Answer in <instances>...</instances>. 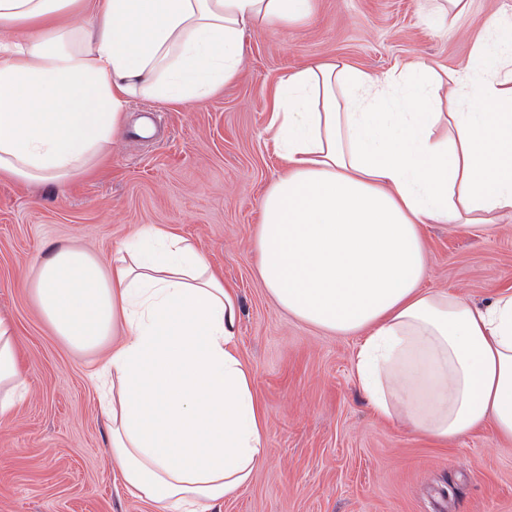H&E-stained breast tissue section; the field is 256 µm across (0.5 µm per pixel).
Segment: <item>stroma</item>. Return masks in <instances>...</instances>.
Wrapping results in <instances>:
<instances>
[{"mask_svg":"<svg viewBox=\"0 0 512 512\" xmlns=\"http://www.w3.org/2000/svg\"><path fill=\"white\" fill-rule=\"evenodd\" d=\"M427 0H315L298 24L249 28L238 76L205 102L133 101L111 155L58 189L0 178V312L17 326L28 391L0 419V512H157L125 493L93 373L43 319L29 280L55 245L102 263L139 226L191 240L234 285L240 356L265 412L268 454L212 512H512V440L491 428L440 443L379 419L355 376L357 339L306 324L261 284L260 199L284 169L267 131L271 93L312 62L385 75L422 57L464 67L487 19L512 0H471L453 23ZM426 288L486 305L512 293V218L426 224Z\"/></svg>","mask_w":512,"mask_h":512,"instance_id":"stroma-1","label":"stroma"}]
</instances>
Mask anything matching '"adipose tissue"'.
Here are the masks:
<instances>
[{
    "label": "adipose tissue",
    "mask_w": 512,
    "mask_h": 512,
    "mask_svg": "<svg viewBox=\"0 0 512 512\" xmlns=\"http://www.w3.org/2000/svg\"><path fill=\"white\" fill-rule=\"evenodd\" d=\"M83 3L91 24L63 23ZM313 0H0V176L65 187L107 155L128 104L188 105L234 80L246 27L288 25ZM447 98H440V90ZM287 170L260 200L257 273L288 313L360 336L375 414L438 440L485 423L512 439V294L487 307L424 285L425 224L512 217V19L468 64L419 59L384 77L307 65L272 96ZM78 351L112 350V461L162 512H209L267 454L264 411L237 349L236 288L189 239L148 225L103 266L60 245L31 283ZM0 316V417L27 390Z\"/></svg>",
    "instance_id": "adipose-tissue-1"
}]
</instances>
